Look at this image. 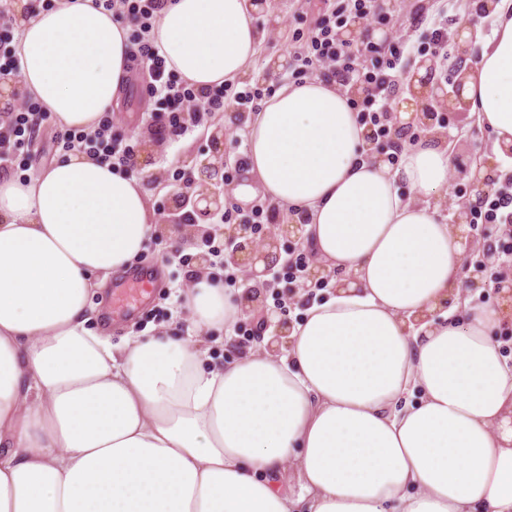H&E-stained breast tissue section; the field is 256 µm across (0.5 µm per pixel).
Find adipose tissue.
Wrapping results in <instances>:
<instances>
[{
    "label": "adipose tissue",
    "mask_w": 512,
    "mask_h": 512,
    "mask_svg": "<svg viewBox=\"0 0 512 512\" xmlns=\"http://www.w3.org/2000/svg\"><path fill=\"white\" fill-rule=\"evenodd\" d=\"M19 19L16 85L69 129L119 102L132 45L94 0ZM462 96L512 144V0ZM251 0H164L150 38L199 90L245 80L260 44ZM255 196L304 218L301 235L337 287L292 326L281 357L211 361L204 331L244 315L199 272L182 293L199 335L159 329L115 346L91 332L101 278L158 233L144 186L79 151L26 178L0 177V512H512V363L498 307L444 304L462 226L448 194L447 138L397 162L371 154L336 83L280 85L249 114ZM295 464L302 491L277 476Z\"/></svg>",
    "instance_id": "adipose-tissue-1"
}]
</instances>
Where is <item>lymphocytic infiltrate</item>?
Instances as JSON below:
<instances>
[{
    "mask_svg": "<svg viewBox=\"0 0 512 512\" xmlns=\"http://www.w3.org/2000/svg\"><path fill=\"white\" fill-rule=\"evenodd\" d=\"M111 11L115 22L130 26L133 45L131 59L142 68L146 91L154 100L153 115L160 131L181 136L189 127L203 123L214 112L232 110L256 112L264 97L262 88L227 82L206 92H197L192 84L167 71L166 61L148 39L162 0H98ZM391 0H336L328 17L297 30L288 45L295 82L320 76L349 90V103L361 122L371 126L374 137L389 135L392 102L401 87L403 62L413 50L408 39L392 38L380 43L364 40L349 42L341 31L349 18L371 24L392 23L421 31L424 45L440 73H447L451 38L447 23L428 20L416 11L393 13ZM6 133L0 138V173L22 168L23 161L39 135L46 113L32 98H24L19 107L5 113ZM64 150H79L94 159L136 171L137 144L112 130V115L104 113L95 132L68 130L62 139ZM487 210H475L473 221L493 224L508 246L502 256L512 262V177L495 180Z\"/></svg>",
    "mask_w": 512,
    "mask_h": 512,
    "instance_id": "lymphocytic-infiltrate-1",
    "label": "lymphocytic infiltrate"
}]
</instances>
